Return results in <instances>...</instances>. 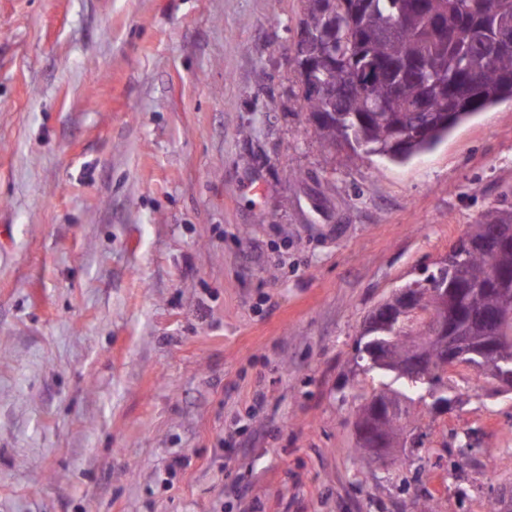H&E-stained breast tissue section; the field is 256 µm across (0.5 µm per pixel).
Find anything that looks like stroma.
I'll list each match as a JSON object with an SVG mask.
<instances>
[{
    "label": "stroma",
    "instance_id": "obj_1",
    "mask_svg": "<svg viewBox=\"0 0 512 512\" xmlns=\"http://www.w3.org/2000/svg\"><path fill=\"white\" fill-rule=\"evenodd\" d=\"M302 0H0V512H485L512 392L356 451L364 323L512 190V101L404 165L326 147ZM186 459L169 473L174 456Z\"/></svg>",
    "mask_w": 512,
    "mask_h": 512
}]
</instances>
